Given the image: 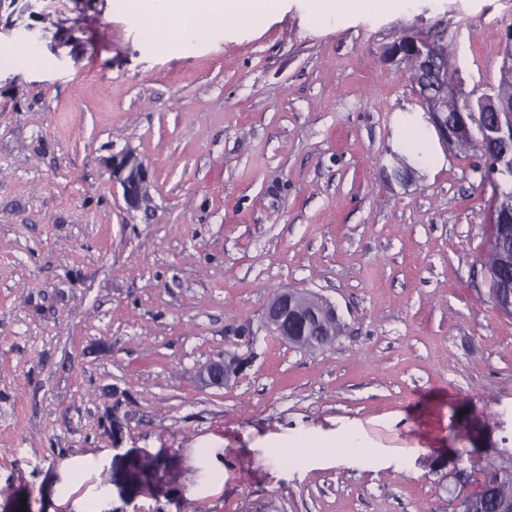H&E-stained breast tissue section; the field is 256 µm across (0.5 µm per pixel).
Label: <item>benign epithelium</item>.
Returning a JSON list of instances; mask_svg holds the SVG:
<instances>
[{
  "mask_svg": "<svg viewBox=\"0 0 512 512\" xmlns=\"http://www.w3.org/2000/svg\"><path fill=\"white\" fill-rule=\"evenodd\" d=\"M401 53H407L419 66L418 80L423 104H432L431 112L440 109L434 104L442 102L456 93L458 88L442 85L436 79L437 65L448 60V52L437 44L424 40L405 39L398 45ZM512 105L504 103L499 107L490 106L481 110V118L450 123L437 118L435 124L441 137L453 144L458 137L474 138L476 132L491 137L500 132L503 114ZM112 179L123 189L126 203L135 208L149 200V174L146 164L134 152L112 156ZM341 325L336 306L317 295L294 290L280 289L269 299L264 314V326L281 340L301 348L308 347L312 339L328 344L336 339V327ZM239 374V364L230 354H224L204 365L199 371L200 380L210 386L226 387Z\"/></svg>",
  "mask_w": 512,
  "mask_h": 512,
  "instance_id": "7a95c632",
  "label": "benign epithelium"
}]
</instances>
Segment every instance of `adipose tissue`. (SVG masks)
Here are the masks:
<instances>
[{
  "mask_svg": "<svg viewBox=\"0 0 512 512\" xmlns=\"http://www.w3.org/2000/svg\"><path fill=\"white\" fill-rule=\"evenodd\" d=\"M311 13L341 12L348 19L382 15L403 9L406 0H306ZM284 0H119V10L135 19L141 31L157 46L173 51L194 41L201 31L223 32L226 19L245 31L256 18L275 16ZM391 148L424 172H435L444 163L438 132L424 113L394 115Z\"/></svg>",
  "mask_w": 512,
  "mask_h": 512,
  "instance_id": "ef3b65f1",
  "label": "adipose tissue"
}]
</instances>
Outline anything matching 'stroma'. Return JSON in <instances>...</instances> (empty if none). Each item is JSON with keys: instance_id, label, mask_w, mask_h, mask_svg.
Returning <instances> with one entry per match:
<instances>
[{"instance_id": "35a3bbf8", "label": "stroma", "mask_w": 512, "mask_h": 512, "mask_svg": "<svg viewBox=\"0 0 512 512\" xmlns=\"http://www.w3.org/2000/svg\"><path fill=\"white\" fill-rule=\"evenodd\" d=\"M113 3L0 0V41L45 59L0 68V512H449L453 455L512 463V316L479 152L430 176L390 148L421 104L395 48L497 91L512 0H286L176 53ZM282 288L336 304L334 343L269 335ZM225 353L239 377L202 384ZM147 453L161 489L131 477ZM341 15L347 19L382 15L403 9L408 0H342ZM112 179L123 189L130 207H138L149 200V174L146 164L135 152L112 156ZM512 252V235L509 234L507 237H502L500 233L498 236L491 240L490 242V252L488 255V260L486 267L488 271L496 274L499 282L498 288H503L504 296H507L511 293L512 296V270H508L506 272H502L496 266L499 261L500 253L503 252ZM498 288H491L490 295L495 297V292Z\"/></svg>"}]
</instances>
